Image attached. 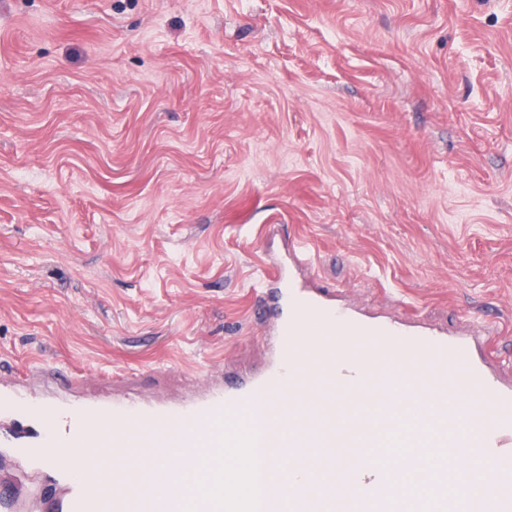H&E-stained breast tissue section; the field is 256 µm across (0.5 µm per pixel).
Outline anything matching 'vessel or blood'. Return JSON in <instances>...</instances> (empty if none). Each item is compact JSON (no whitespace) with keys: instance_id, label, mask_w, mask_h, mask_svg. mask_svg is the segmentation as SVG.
I'll return each instance as SVG.
<instances>
[{"instance_id":"b4317fda","label":"vessel or blood","mask_w":512,"mask_h":512,"mask_svg":"<svg viewBox=\"0 0 512 512\" xmlns=\"http://www.w3.org/2000/svg\"><path fill=\"white\" fill-rule=\"evenodd\" d=\"M309 245L270 263L262 284L272 298L265 358L225 373L199 396L143 401L127 395L28 411L26 432L0 434L33 471L50 467L65 489L60 512H251L254 431L230 430L241 463L225 473L214 462L201 487L187 492L178 471L196 464L218 419L272 408L264 463L287 478L267 484L280 512H512V383L476 356L475 334L450 336L406 319H365L303 274ZM360 336L355 355L321 346L319 368L301 379L297 337ZM106 448L109 464L83 460L80 474L53 461V448Z\"/></svg>"}]
</instances>
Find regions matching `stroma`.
<instances>
[{"label": "stroma", "instance_id": "obj_1", "mask_svg": "<svg viewBox=\"0 0 512 512\" xmlns=\"http://www.w3.org/2000/svg\"><path fill=\"white\" fill-rule=\"evenodd\" d=\"M512 378V0H0V393L263 360L267 251ZM60 490L0 447V490Z\"/></svg>", "mask_w": 512, "mask_h": 512}]
</instances>
